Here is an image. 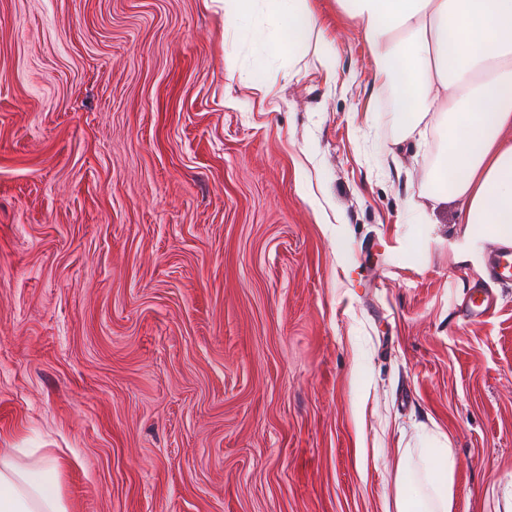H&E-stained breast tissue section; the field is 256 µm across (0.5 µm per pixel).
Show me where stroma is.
<instances>
[{
  "instance_id": "35a3bbf8",
  "label": "stroma",
  "mask_w": 512,
  "mask_h": 512,
  "mask_svg": "<svg viewBox=\"0 0 512 512\" xmlns=\"http://www.w3.org/2000/svg\"><path fill=\"white\" fill-rule=\"evenodd\" d=\"M313 5L332 86L211 0H0V448L70 512H383L427 434L473 512L512 497V285L461 318L495 244L418 223L441 137ZM468 288H470L468 300L461 305L463 315L473 322L487 319L496 305L493 291L478 281L470 284Z\"/></svg>"
}]
</instances>
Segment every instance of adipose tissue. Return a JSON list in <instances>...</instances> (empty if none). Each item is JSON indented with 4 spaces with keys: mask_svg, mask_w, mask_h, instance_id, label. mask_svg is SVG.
<instances>
[{
    "mask_svg": "<svg viewBox=\"0 0 512 512\" xmlns=\"http://www.w3.org/2000/svg\"><path fill=\"white\" fill-rule=\"evenodd\" d=\"M224 22L267 57L299 60L317 28L311 0H217ZM363 29L373 87L391 88L399 137L439 129L444 146L420 217L456 201L474 237L512 243V0H338ZM456 459L429 438L403 449L393 512H457ZM0 512H68L49 454L0 453Z\"/></svg>",
    "mask_w": 512,
    "mask_h": 512,
    "instance_id": "obj_1",
    "label": "adipose tissue"
}]
</instances>
